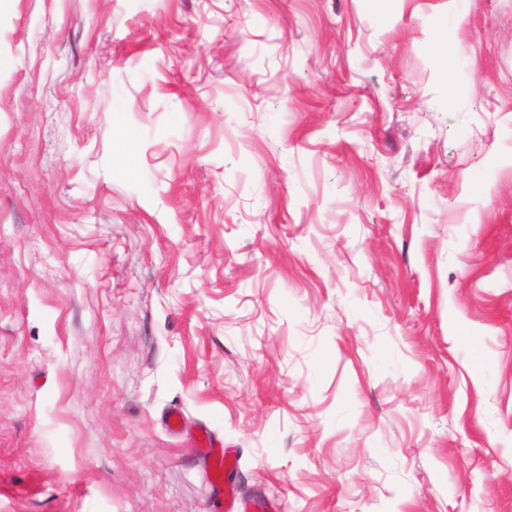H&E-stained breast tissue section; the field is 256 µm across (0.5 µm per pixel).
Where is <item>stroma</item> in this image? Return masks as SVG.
<instances>
[{
    "mask_svg": "<svg viewBox=\"0 0 512 512\" xmlns=\"http://www.w3.org/2000/svg\"><path fill=\"white\" fill-rule=\"evenodd\" d=\"M232 498L512 512V0H0V512ZM194 446L195 448L208 449L209 455L207 456V461L212 477L217 483H222L224 477V466L226 465L224 448H212V440L207 432H205L204 436L199 437L195 441Z\"/></svg>",
    "mask_w": 512,
    "mask_h": 512,
    "instance_id": "1",
    "label": "stroma"
}]
</instances>
